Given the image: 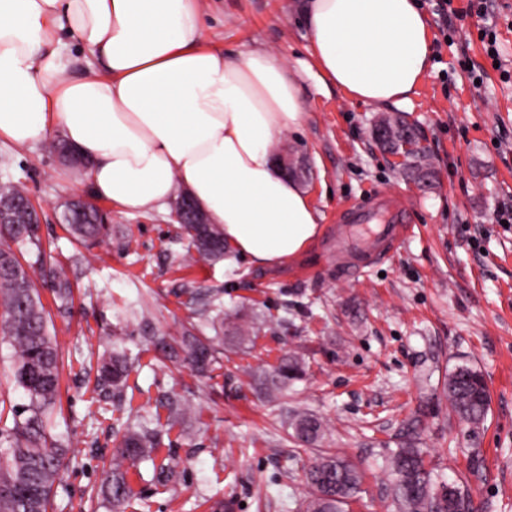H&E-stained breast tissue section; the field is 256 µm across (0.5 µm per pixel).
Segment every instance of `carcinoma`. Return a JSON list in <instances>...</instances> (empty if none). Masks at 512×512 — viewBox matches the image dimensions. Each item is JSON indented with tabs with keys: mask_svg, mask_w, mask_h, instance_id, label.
<instances>
[{
	"mask_svg": "<svg viewBox=\"0 0 512 512\" xmlns=\"http://www.w3.org/2000/svg\"><path fill=\"white\" fill-rule=\"evenodd\" d=\"M388 153H399L404 170L424 182L433 173L425 166L426 152L420 146L417 129L400 117L392 118L389 130L379 140ZM26 192L11 182L0 183V208L9 211L24 201ZM72 239L86 247L111 235L112 228L98 221L97 210L88 206L81 217L64 218ZM189 248L199 258L224 259V232L216 224H184ZM37 251V260L25 264L22 249ZM47 288L69 309L72 289L64 267L47 256L41 246L39 225L16 214V223L0 224V334L13 348L12 376L15 386L28 397L22 410H12V426L0 434V512H49L54 484L66 465L67 452L46 432L54 413L63 367L62 355L48 328L40 288ZM193 314L215 332L200 336L185 329L172 339L165 334L146 336V344L156 358L185 362L204 375L220 363L224 343L240 347L250 340V330L234 322V315L217 302V293L189 285L182 289ZM130 365L127 353L114 350L98 362L96 388L105 395L121 398ZM305 375L302 358L284 355L271 370L255 374V380L268 398L275 400ZM448 402L461 420L479 426L489 410V394L480 371L461 365L448 373ZM167 426L183 422L187 408L169 398ZM293 441L309 447L322 439L325 427L314 414L297 411L289 423ZM162 441L159 430L138 425L120 437L113 463L102 485V497L111 512H125L132 495L125 465L148 459ZM387 492L397 512H472V503L460 483L437 479L424 451L412 443L391 452L386 459ZM309 494L303 512H346L360 491L362 473L349 460L333 454L317 455L305 472Z\"/></svg>",
	"mask_w": 512,
	"mask_h": 512,
	"instance_id": "1",
	"label": "carcinoma"
}]
</instances>
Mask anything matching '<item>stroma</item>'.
<instances>
[{"label": "stroma", "instance_id": "1", "mask_svg": "<svg viewBox=\"0 0 512 512\" xmlns=\"http://www.w3.org/2000/svg\"><path fill=\"white\" fill-rule=\"evenodd\" d=\"M206 42L226 53L265 48L295 66L307 59L301 0H203ZM431 66L409 104L356 102L306 72L307 119L281 137V154L303 158L298 181L321 233L274 269L246 261H192L174 208L125 212L103 203L112 225L104 242L76 244L61 204L90 195L85 174L44 144H0V180L23 183L43 213L42 246L69 269L71 313L42 291L49 329L63 359L60 397L48 432L68 450L54 487L53 512H109L98 490L130 410L161 412L167 396L189 408L185 425L164 435L153 461L130 469L134 496L125 512H209L228 499L233 512H300L311 451L290 441L286 422L300 409L326 425L325 450L363 473L348 512H393L385 460L407 441L423 448L446 481L466 474L475 512H512V0H488L485 15L456 19L449 34L429 14ZM497 35L500 68L479 37ZM484 66L482 81L464 72ZM416 126L433 159L426 185L407 179L371 137L383 114ZM376 193L407 200L416 229L387 259L355 278L334 272L332 218ZM217 291L255 329L250 342L225 347L207 376L160 363L143 337L178 335L190 312L185 282ZM116 348L134 362L124 403L95 389L98 353ZM307 370L287 395L268 401L252 374L286 353ZM459 365L477 368L491 395L483 424L452 413L443 384ZM175 472L157 486L154 464Z\"/></svg>", "mask_w": 512, "mask_h": 512}]
</instances>
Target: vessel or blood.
Here are the masks:
<instances>
[{"mask_svg": "<svg viewBox=\"0 0 512 512\" xmlns=\"http://www.w3.org/2000/svg\"><path fill=\"white\" fill-rule=\"evenodd\" d=\"M414 230L403 202L378 194L350 206L334 227L338 240L349 243V259L337 263L340 277L360 275L372 262L384 259L386 249L398 246Z\"/></svg>", "mask_w": 512, "mask_h": 512, "instance_id": "obj_1", "label": "vessel or blood"}]
</instances>
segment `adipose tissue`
Here are the masks:
<instances>
[{"mask_svg": "<svg viewBox=\"0 0 512 512\" xmlns=\"http://www.w3.org/2000/svg\"><path fill=\"white\" fill-rule=\"evenodd\" d=\"M305 72L377 106L409 102L432 56L416 0H307ZM91 54L85 75L61 52ZM291 69L264 49L205 42L201 0H0V140L63 139L90 162L93 194L128 212L184 188L224 242L257 268L320 233L274 146L305 120Z\"/></svg>", "mask_w": 512, "mask_h": 512, "instance_id": "obj_1", "label": "adipose tissue"}]
</instances>
